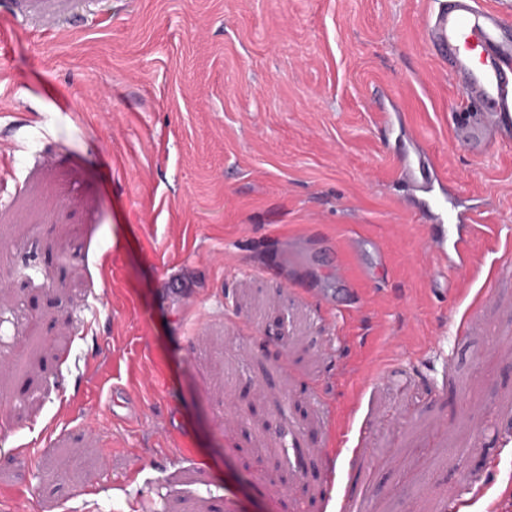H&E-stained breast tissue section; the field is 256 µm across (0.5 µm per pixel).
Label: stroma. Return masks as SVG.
<instances>
[{"label":"stroma","mask_w":512,"mask_h":512,"mask_svg":"<svg viewBox=\"0 0 512 512\" xmlns=\"http://www.w3.org/2000/svg\"><path fill=\"white\" fill-rule=\"evenodd\" d=\"M430 2L0 0V512H512V145ZM403 150L502 227L452 288Z\"/></svg>","instance_id":"stroma-1"}]
</instances>
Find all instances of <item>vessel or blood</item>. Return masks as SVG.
<instances>
[{"mask_svg": "<svg viewBox=\"0 0 512 512\" xmlns=\"http://www.w3.org/2000/svg\"><path fill=\"white\" fill-rule=\"evenodd\" d=\"M427 36L447 57L468 104L454 115L456 138L484 153L512 139V0L497 10L478 0H436ZM421 166L422 178L413 188L424 193L422 206L434 219L426 245L447 263L449 274H460L470 266L473 240L495 241L501 228L479 223L478 210L460 205L431 159Z\"/></svg>", "mask_w": 512, "mask_h": 512, "instance_id": "obj_1", "label": "vessel or blood"}]
</instances>
